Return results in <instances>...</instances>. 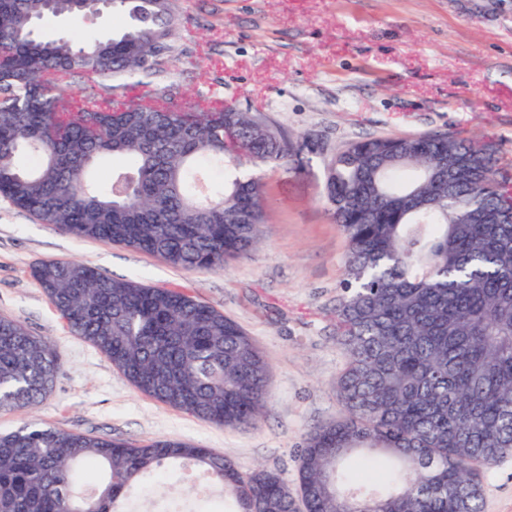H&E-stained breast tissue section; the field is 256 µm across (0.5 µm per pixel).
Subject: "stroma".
I'll return each mask as SVG.
<instances>
[{
  "mask_svg": "<svg viewBox=\"0 0 512 512\" xmlns=\"http://www.w3.org/2000/svg\"><path fill=\"white\" fill-rule=\"evenodd\" d=\"M179 53L138 93L171 91L174 106L221 93L267 113L323 150L303 170L266 167L261 243L219 272H190L132 249L79 240L0 199V316L58 348L53 391L36 408L0 412V433L26 422L143 443L177 439L299 482L297 447L335 420L333 382L346 357L332 310L346 242L323 203L325 165L362 136L465 131L512 159V0H171ZM128 12L93 21L44 17L40 35L112 36ZM50 259L187 292L222 311L269 363L258 426L219 428L137 391L64 320L32 276ZM484 512H512V456L482 478Z\"/></svg>",
  "mask_w": 512,
  "mask_h": 512,
  "instance_id": "stroma-1",
  "label": "stroma"
}]
</instances>
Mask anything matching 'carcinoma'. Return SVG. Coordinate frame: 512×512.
I'll list each match as a JSON object with an SVG mask.
<instances>
[{"instance_id":"obj_1","label":"carcinoma","mask_w":512,"mask_h":512,"mask_svg":"<svg viewBox=\"0 0 512 512\" xmlns=\"http://www.w3.org/2000/svg\"><path fill=\"white\" fill-rule=\"evenodd\" d=\"M137 21L92 44L43 41L46 15L99 0H0V199L79 239L219 271L260 241L266 183L323 150L262 112L216 96L112 106L127 80L175 56L170 0H111ZM80 77L103 92L74 100ZM127 163L105 190L102 156ZM507 160L458 133L364 137L325 169L324 202L347 243L334 382L340 417L299 449L300 494L263 468L168 439L143 444L25 424L0 434V512H134L131 490L170 463L224 486L236 512H483L480 476L512 454V184ZM33 277L69 329L140 392L224 428L257 425L268 365L215 307L169 288L47 260ZM55 344L0 317V411L51 393Z\"/></svg>"}]
</instances>
